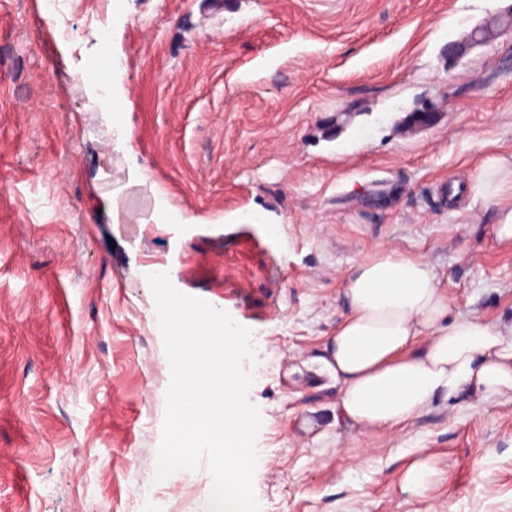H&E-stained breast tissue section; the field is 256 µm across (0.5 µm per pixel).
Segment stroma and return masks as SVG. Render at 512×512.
Instances as JSON below:
<instances>
[{
	"label": "stroma",
	"mask_w": 512,
	"mask_h": 512,
	"mask_svg": "<svg viewBox=\"0 0 512 512\" xmlns=\"http://www.w3.org/2000/svg\"><path fill=\"white\" fill-rule=\"evenodd\" d=\"M40 4L0 0V512H139L147 484L204 512L207 461L154 479L148 260L252 332L260 512H512V399L358 428L317 363L347 271L390 248L512 320V242L469 191L512 170V0H66L67 41ZM430 475V468L424 459H416L407 469L404 480L403 490L410 493H417L426 483Z\"/></svg>",
	"instance_id": "obj_1"
}]
</instances>
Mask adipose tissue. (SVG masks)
Wrapping results in <instances>:
<instances>
[{
    "label": "adipose tissue",
    "instance_id": "ef3b65f1",
    "mask_svg": "<svg viewBox=\"0 0 512 512\" xmlns=\"http://www.w3.org/2000/svg\"><path fill=\"white\" fill-rule=\"evenodd\" d=\"M492 160L472 187L497 207L495 236L512 240V200ZM343 321L319 357L350 422L393 428L434 407L512 397V323L450 314L442 276L394 250L356 262L342 290Z\"/></svg>",
    "mask_w": 512,
    "mask_h": 512
}]
</instances>
